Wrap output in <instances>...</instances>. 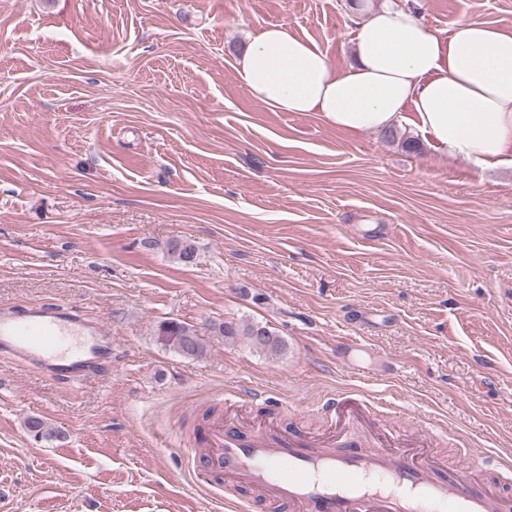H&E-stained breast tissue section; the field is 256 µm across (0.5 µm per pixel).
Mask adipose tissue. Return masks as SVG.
I'll use <instances>...</instances> for the list:
<instances>
[{"label":"adipose tissue","mask_w":512,"mask_h":512,"mask_svg":"<svg viewBox=\"0 0 512 512\" xmlns=\"http://www.w3.org/2000/svg\"><path fill=\"white\" fill-rule=\"evenodd\" d=\"M237 73L274 110L315 112L354 134L408 119L448 156L512 165V31L463 18L445 36L419 10L385 0L358 26L355 58L343 71L274 24L252 37Z\"/></svg>","instance_id":"adipose-tissue-1"}]
</instances>
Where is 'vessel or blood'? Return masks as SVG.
I'll return each mask as SVG.
<instances>
[{
  "mask_svg": "<svg viewBox=\"0 0 512 512\" xmlns=\"http://www.w3.org/2000/svg\"><path fill=\"white\" fill-rule=\"evenodd\" d=\"M101 323L64 303L0 307V355L64 382L112 369ZM197 478L217 479L225 494L246 490L240 512L254 505L289 512H506L499 495L471 474L448 468L435 452L396 448L390 439L360 447L263 424L217 420L201 433Z\"/></svg>",
  "mask_w": 512,
  "mask_h": 512,
  "instance_id": "obj_1",
  "label": "vessel or blood"
}]
</instances>
